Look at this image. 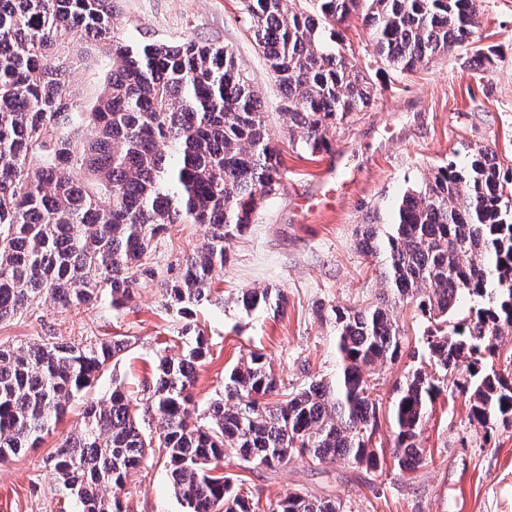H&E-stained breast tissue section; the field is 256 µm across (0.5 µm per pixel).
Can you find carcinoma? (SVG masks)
Segmentation results:
<instances>
[{"instance_id": "obj_1", "label": "carcinoma", "mask_w": 512, "mask_h": 512, "mask_svg": "<svg viewBox=\"0 0 512 512\" xmlns=\"http://www.w3.org/2000/svg\"><path fill=\"white\" fill-rule=\"evenodd\" d=\"M282 91L289 143L310 155L328 132L370 104L373 86L346 55L336 28L355 14L385 65L411 71L473 38V0H240ZM116 0H0V322L38 298L66 309L130 296L134 269L169 224H204L201 248L163 283L166 309L186 320L188 351L161 356L144 408L119 387L86 405L83 424L48 458L50 473L78 494L81 512H125L118 495L158 448L189 512H251L242 484L215 474L224 453L273 468L295 453L317 464L377 467L372 438L379 399L371 370L409 354L422 366L397 389L393 458L401 471L428 464L419 437L448 375L466 396L469 422L490 437L512 428V171L478 149L470 163L440 166L406 190L391 224H366L362 254L382 258L385 288L367 309L336 308L339 369L288 394L252 352L224 375V397L195 418L187 388L208 354L193 324L209 300V276L261 200L286 171L260 97L232 52L188 38L126 44ZM84 40L111 60L102 88L81 98L66 79L71 45ZM427 320L421 348L406 352L394 308ZM238 303L284 309L281 291L247 289ZM128 341L0 348V461L36 448ZM282 395L274 405L272 395ZM157 420L144 433L143 416ZM270 512H341L308 493Z\"/></svg>"}]
</instances>
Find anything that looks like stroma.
I'll use <instances>...</instances> for the list:
<instances>
[{
	"label": "stroma",
	"mask_w": 512,
	"mask_h": 512,
	"mask_svg": "<svg viewBox=\"0 0 512 512\" xmlns=\"http://www.w3.org/2000/svg\"><path fill=\"white\" fill-rule=\"evenodd\" d=\"M474 6L479 28L472 44L438 54L410 72L377 62L370 31L358 18L343 24L348 52L365 67L374 97L354 122L330 131L327 151L311 156L288 144L282 93L238 0H118L114 25L129 45L194 37L233 53L262 99L268 132L287 171L279 195L262 202L247 230L230 241L228 262L212 272L213 302L195 312L210 349L190 388L198 406L223 395L225 371L253 350L264 353L284 391L312 380L335 381V308H366L382 289L379 262L356 247L367 214L375 211L389 220L404 191L439 166H465L480 148L496 150L502 167L512 169V0H475ZM487 50L494 51L495 64L485 70L474 58ZM338 154L344 163L333 179H325L327 162ZM205 237L200 224L168 226L153 240L146 270L137 274L131 297L120 307L105 302L67 310L43 297L31 303L27 315L0 324L5 347L49 337L129 341L87 397L71 401L40 448L0 462V512H79L76 500L52 478L46 459L78 429L86 398L103 396L117 383L145 399L157 356L184 351L185 321L164 308L161 284ZM254 288L281 289L284 311H243L236 299ZM414 365L404 356L375 370L382 403L376 442L384 457L378 467L343 460L315 464L295 454L269 469L229 452L221 474L243 480L252 512H268L292 492L342 502L345 512H512V430L498 431L494 445H484L468 423L464 397L434 403L421 437L431 463L413 472L395 465L389 409ZM120 497L126 512H188L157 461L131 472Z\"/></svg>",
	"instance_id": "obj_1"
}]
</instances>
